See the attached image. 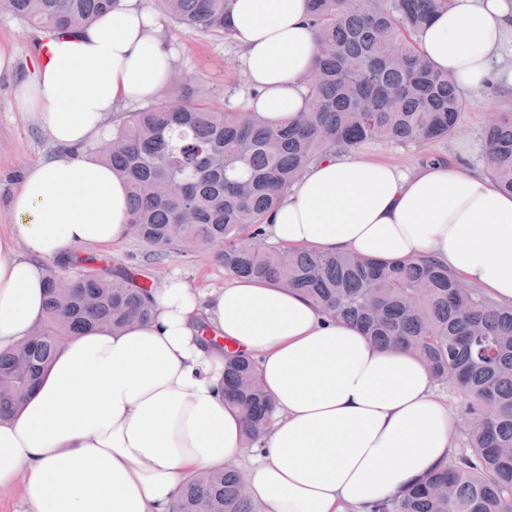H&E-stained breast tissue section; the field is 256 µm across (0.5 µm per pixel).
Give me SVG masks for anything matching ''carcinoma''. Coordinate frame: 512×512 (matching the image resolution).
Here are the masks:
<instances>
[{
  "label": "carcinoma",
  "mask_w": 512,
  "mask_h": 512,
  "mask_svg": "<svg viewBox=\"0 0 512 512\" xmlns=\"http://www.w3.org/2000/svg\"><path fill=\"white\" fill-rule=\"evenodd\" d=\"M185 30L225 33L227 0H155ZM452 0H310L318 51L304 76L307 109L273 123L243 107L220 111L195 82L169 81L170 101L125 112L107 151L93 152L127 184L130 233L144 261L208 246L233 277L293 288L375 346L419 358L458 397L460 434L448 463L371 512H512V305L431 259L372 260L353 252L276 248L264 220L310 163L369 142L423 148L453 136L466 101L421 53L416 36ZM118 0H0L36 29L95 22ZM486 176L512 194V112L483 129ZM38 337L0 352V419L34 391L61 343L89 329L147 322L151 289L125 267L76 255L47 272ZM225 393L253 442L273 406L257 362L225 355ZM236 466L188 477L172 512H260Z\"/></svg>",
  "instance_id": "carcinoma-1"
}]
</instances>
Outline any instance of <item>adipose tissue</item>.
I'll return each instance as SVG.
<instances>
[{"mask_svg": "<svg viewBox=\"0 0 512 512\" xmlns=\"http://www.w3.org/2000/svg\"><path fill=\"white\" fill-rule=\"evenodd\" d=\"M251 107L269 120L306 109L300 76L316 53L309 0H228ZM420 48L459 89L512 86V0H453ZM174 51L146 0L67 33L41 32L21 104L66 155L30 164L0 232V350L44 318L46 266L130 232L125 181L84 144L124 102L152 100ZM277 245L397 260L431 257L512 304V196L479 169L404 171L342 152L311 163L264 221ZM150 321L66 340L19 413L0 421V489L28 512H170L196 471L250 460L263 512H366L447 463L454 422L427 368L373 346L300 293L235 278L201 290L171 275ZM258 361L275 404L245 442L224 396V350Z\"/></svg>", "mask_w": 512, "mask_h": 512, "instance_id": "adipose-tissue-1", "label": "adipose tissue"}]
</instances>
